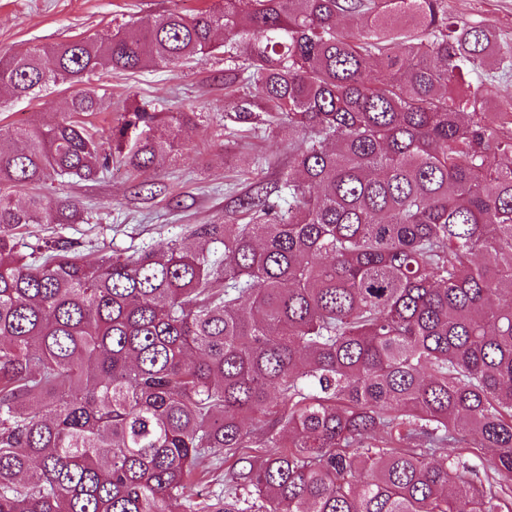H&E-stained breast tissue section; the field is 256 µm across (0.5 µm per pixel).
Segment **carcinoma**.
Returning a JSON list of instances; mask_svg holds the SVG:
<instances>
[{
    "label": "carcinoma",
    "mask_w": 512,
    "mask_h": 512,
    "mask_svg": "<svg viewBox=\"0 0 512 512\" xmlns=\"http://www.w3.org/2000/svg\"><path fill=\"white\" fill-rule=\"evenodd\" d=\"M444 2L224 0L0 55L1 94L81 86L66 117L0 131V512L509 507L512 130L458 81L491 34ZM219 31L267 121L303 134L248 222L95 263L24 242L80 219L32 192L47 178L90 180L114 152L145 172L195 123L137 106L89 127L93 78L187 64ZM227 117L257 119L245 100ZM225 459L229 487L190 499Z\"/></svg>",
    "instance_id": "1"
}]
</instances>
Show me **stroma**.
Segmentation results:
<instances>
[{
    "label": "stroma",
    "mask_w": 512,
    "mask_h": 512,
    "mask_svg": "<svg viewBox=\"0 0 512 512\" xmlns=\"http://www.w3.org/2000/svg\"><path fill=\"white\" fill-rule=\"evenodd\" d=\"M224 0H0V54L21 48L107 34L124 24L146 21L172 10L194 13L222 7ZM448 19L491 31L494 52H512V0H445ZM232 65L223 51L199 56L179 68L113 72L98 81L101 112L97 126L117 121L124 109L147 106L154 112H196L183 129L180 150L155 170L133 174L120 161L93 181L48 179L42 195L80 202L81 224H32L28 242L65 239L90 259L124 256L187 239L197 224H238V199L256 187L280 186L302 135L287 124L253 127L227 118L230 95L224 78ZM73 92L67 84L30 100L0 99V125L14 127L48 120Z\"/></svg>",
    "instance_id": "1"
}]
</instances>
